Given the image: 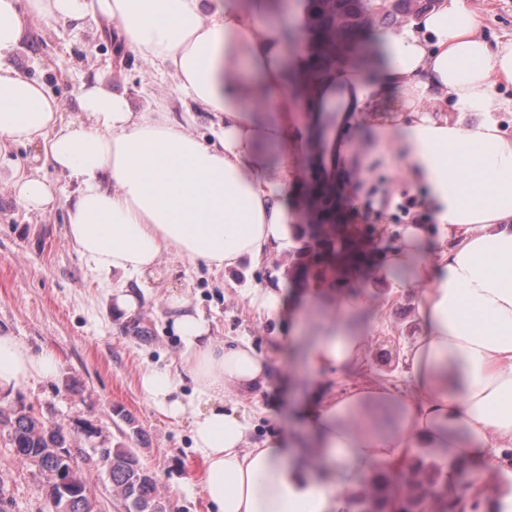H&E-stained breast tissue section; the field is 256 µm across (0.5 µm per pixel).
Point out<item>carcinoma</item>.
<instances>
[{
    "mask_svg": "<svg viewBox=\"0 0 512 512\" xmlns=\"http://www.w3.org/2000/svg\"><path fill=\"white\" fill-rule=\"evenodd\" d=\"M309 21L305 35L306 66L288 70V82L309 96L313 87L323 81L337 64L336 30L348 36L344 58L362 64L370 63L375 52L366 47L362 34L370 28H394L417 16L432 5V0H389L381 10L374 0H306ZM308 178L299 189L298 206L304 208L309 197L317 200L314 223L295 225L294 238L301 246L293 255L289 282L303 287L309 281L331 279L339 284L345 274L339 271L337 256L349 250V262L357 266L375 263L377 251L370 232L364 227L350 226L347 235L336 234L333 216L332 189L335 181L332 164L310 158ZM84 422L70 427L56 425L51 429L46 420L36 416L24 405L7 415L0 414V431H5L16 457L37 467L47 477V497L68 501L65 512H99L98 503L90 493L83 470L78 463L66 464L64 456L82 457L97 463L98 456L85 455V449L74 444ZM101 453L111 460L109 477L113 490L122 499L124 512H170V504L161 496L152 472L140 462L137 453L125 446H107ZM66 466L68 483L57 485L56 474ZM446 466L435 461L425 463L416 456L406 463L380 473L373 481L353 494L358 512H424L431 505L434 512H448V498L436 492L444 478Z\"/></svg>",
    "mask_w": 512,
    "mask_h": 512,
    "instance_id": "carcinoma-1",
    "label": "carcinoma"
}]
</instances>
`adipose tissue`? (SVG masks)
Returning <instances> with one entry per match:
<instances>
[{
  "mask_svg": "<svg viewBox=\"0 0 512 512\" xmlns=\"http://www.w3.org/2000/svg\"><path fill=\"white\" fill-rule=\"evenodd\" d=\"M273 10V0H0V177L27 213L61 202L42 165L75 183L64 201L67 235L112 283L115 314L129 316L163 254L224 271L289 240L303 156L287 140L295 113L350 120L386 104L371 137L388 170L422 192L441 243L423 258L428 226L405 225L374 270L380 280L414 273L421 332L403 350L410 391L360 382L301 411L319 451L314 465L297 438L250 443L239 400L267 386L270 363L249 341L214 339L182 293L167 298L166 311L193 395L151 365L140 387L167 417L189 419L209 512H347L348 492L427 448L467 468V489L452 470L441 488L456 512H491L487 478L512 479V132L499 118L512 112L501 94L512 87V38L487 42L466 0H435L411 24L377 31L379 56L339 64L307 103L286 79L306 63V12L299 0L279 19ZM96 16L117 23L179 101L223 113L211 140L186 130L165 101L138 109L98 81L80 87L87 121L65 118L46 85L12 65L27 25ZM445 99L453 115L438 110ZM12 145L35 146L31 163L9 159ZM312 289L310 306L331 301L336 319L307 350V373L357 363L369 336L348 319L367 309L366 298L326 281ZM59 373L54 352L0 333V393Z\"/></svg>",
  "mask_w": 512,
  "mask_h": 512,
  "instance_id": "obj_1",
  "label": "adipose tissue"
}]
</instances>
